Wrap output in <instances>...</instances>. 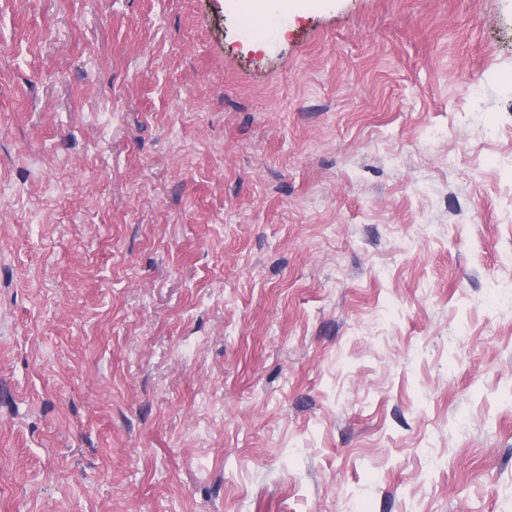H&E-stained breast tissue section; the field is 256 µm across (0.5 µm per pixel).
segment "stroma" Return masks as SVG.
Here are the masks:
<instances>
[{
	"mask_svg": "<svg viewBox=\"0 0 512 512\" xmlns=\"http://www.w3.org/2000/svg\"><path fill=\"white\" fill-rule=\"evenodd\" d=\"M0 512H512V0H0ZM309 0H244L239 7L245 29L270 22L277 15H290L302 11Z\"/></svg>",
	"mask_w": 512,
	"mask_h": 512,
	"instance_id": "obj_1",
	"label": "stroma"
}]
</instances>
